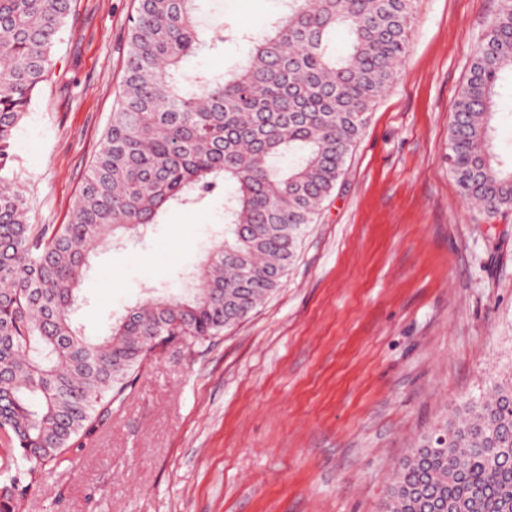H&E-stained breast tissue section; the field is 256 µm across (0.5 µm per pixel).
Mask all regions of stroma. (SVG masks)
I'll return each mask as SVG.
<instances>
[{"label": "stroma", "instance_id": "stroma-1", "mask_svg": "<svg viewBox=\"0 0 512 512\" xmlns=\"http://www.w3.org/2000/svg\"><path fill=\"white\" fill-rule=\"evenodd\" d=\"M137 0H73L10 164L34 224L67 223L112 120ZM500 0H420L409 55L282 286L171 344L17 512H383L399 464L488 377H512V212L465 203L453 101ZM260 27L278 0H206ZM224 196L95 251L81 323L184 288Z\"/></svg>", "mask_w": 512, "mask_h": 512}]
</instances>
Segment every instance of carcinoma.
Masks as SVG:
<instances>
[{"mask_svg": "<svg viewBox=\"0 0 512 512\" xmlns=\"http://www.w3.org/2000/svg\"><path fill=\"white\" fill-rule=\"evenodd\" d=\"M200 2L138 0L112 121L68 223L55 225L30 223L9 163L72 0H0V512H15L112 415L158 350L224 333L280 288L406 59L419 4L280 0V15L256 34L222 18L203 25ZM230 37L248 43L243 62L186 70L202 44L218 51ZM506 74L512 0H501L471 60L448 135L462 199L490 215L512 211V169L491 152ZM226 185V229L187 288L150 295L103 335H85L79 284L91 254ZM385 512H512V380H491L411 450Z\"/></svg>", "mask_w": 512, "mask_h": 512, "instance_id": "1", "label": "carcinoma"}]
</instances>
